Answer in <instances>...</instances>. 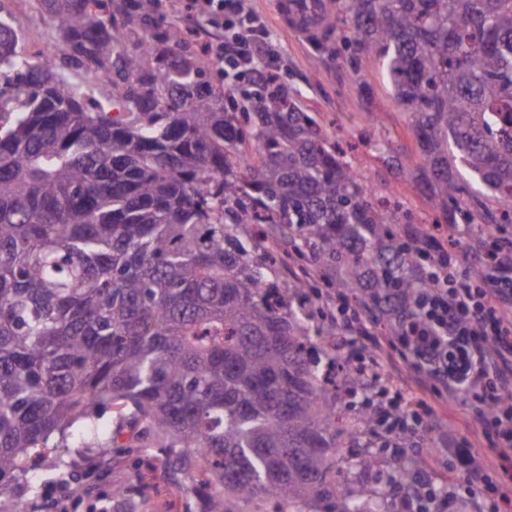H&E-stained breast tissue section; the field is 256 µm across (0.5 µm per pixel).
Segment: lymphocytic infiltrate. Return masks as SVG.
<instances>
[{
	"label": "lymphocytic infiltrate",
	"instance_id": "1",
	"mask_svg": "<svg viewBox=\"0 0 512 512\" xmlns=\"http://www.w3.org/2000/svg\"><path fill=\"white\" fill-rule=\"evenodd\" d=\"M189 12L223 31L206 53L224 65V89L235 92L240 81L255 88L275 85L270 60V31L250 0H186ZM421 237L416 225L402 237L415 249L423 285L399 296L395 322L387 336L373 338L374 376H386L391 398L373 419L392 448L394 462L409 447H429L424 469L413 472L409 487L395 495L392 512H506L512 505L497 474L498 464L512 462V250L485 252L478 271L460 254L466 225L447 232L430 226ZM407 365L409 380L395 377ZM460 412L449 420V412ZM441 433L428 441L429 424ZM496 452L487 462L480 445Z\"/></svg>",
	"mask_w": 512,
	"mask_h": 512
}]
</instances>
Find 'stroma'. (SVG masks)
I'll use <instances>...</instances> for the list:
<instances>
[{
    "label": "stroma",
    "instance_id": "obj_1",
    "mask_svg": "<svg viewBox=\"0 0 512 512\" xmlns=\"http://www.w3.org/2000/svg\"><path fill=\"white\" fill-rule=\"evenodd\" d=\"M273 33L278 82L302 109L317 113L331 141L338 143L361 176L374 201L394 196L412 210L416 222L451 224L453 212L434 209L426 191L415 180L420 165L412 118L400 107L384 78L379 63L371 57L347 62L336 39L328 42L303 39L282 26L273 0H253ZM0 12L8 14L39 53L53 60L59 72L74 76L58 31L40 0H0ZM116 418L103 410L88 425L70 429L61 447L50 449L35 469L17 478L0 492V512H13L16 498L26 500L30 512H49V506L64 501L70 512H153L151 505L167 496L164 487L149 490V503L139 495L148 466L159 465L162 451L142 447L132 431H124L120 444H113ZM361 452L375 464L358 468L353 479L374 485L393 466L388 452L369 427L358 434ZM125 488V498L116 500L112 490Z\"/></svg>",
    "mask_w": 512,
    "mask_h": 512
}]
</instances>
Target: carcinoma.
<instances>
[{
  "label": "carcinoma",
  "instance_id": "cac0c4a2",
  "mask_svg": "<svg viewBox=\"0 0 512 512\" xmlns=\"http://www.w3.org/2000/svg\"><path fill=\"white\" fill-rule=\"evenodd\" d=\"M83 74L29 58L0 19V488L51 437L110 409L165 442L160 479L201 512H389L352 483L292 245L351 297L420 288L392 224L316 115L245 108L203 78L159 0H43ZM339 41L378 59L413 118L417 180L466 224L484 194L512 224V0H343ZM113 83L110 96L98 85Z\"/></svg>",
  "mask_w": 512,
  "mask_h": 512
}]
</instances>
